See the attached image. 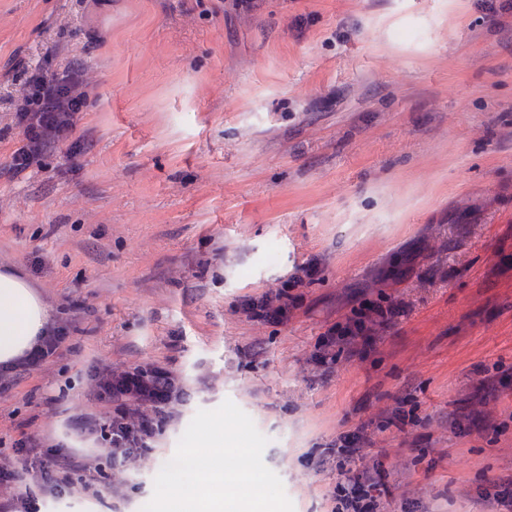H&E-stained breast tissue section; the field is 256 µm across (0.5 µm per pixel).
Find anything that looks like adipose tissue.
I'll return each instance as SVG.
<instances>
[{
    "label": "adipose tissue",
    "mask_w": 512,
    "mask_h": 512,
    "mask_svg": "<svg viewBox=\"0 0 512 512\" xmlns=\"http://www.w3.org/2000/svg\"><path fill=\"white\" fill-rule=\"evenodd\" d=\"M52 324L49 309L27 276L0 271V368L11 369L33 350Z\"/></svg>",
    "instance_id": "adipose-tissue-1"
}]
</instances>
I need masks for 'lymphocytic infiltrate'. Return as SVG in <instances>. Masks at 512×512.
<instances>
[{
	"label": "lymphocytic infiltrate",
	"instance_id": "1",
	"mask_svg": "<svg viewBox=\"0 0 512 512\" xmlns=\"http://www.w3.org/2000/svg\"><path fill=\"white\" fill-rule=\"evenodd\" d=\"M89 97L80 67L72 66L57 76L32 72L20 97L12 100L13 119L23 134V144L12 157L15 173L24 172L32 160L74 136L84 104ZM99 395L115 402L111 422L77 418L70 420L68 432L82 437L100 436L111 448L109 465L123 471L135 461L141 449L150 447L163 422L161 415L168 404L171 391L165 386L145 387L136 377H129L125 389L99 387ZM141 396L150 413L136 422H128L123 402L125 394ZM359 432L340 439L337 449L342 462L338 466L336 483V512H383L389 493L386 473L381 463L362 464ZM35 454L19 459H0V487L12 489L9 499L0 501V512H34L38 495H63L74 486L72 472L81 468L73 456L43 459L41 449H56L60 440L45 436L32 440ZM463 496H477L485 512H512V474L485 480L477 487H463Z\"/></svg>",
	"mask_w": 512,
	"mask_h": 512
}]
</instances>
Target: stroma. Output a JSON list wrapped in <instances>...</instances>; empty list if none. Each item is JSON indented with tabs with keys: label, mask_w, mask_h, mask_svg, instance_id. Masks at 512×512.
<instances>
[{
	"label": "stroma",
	"mask_w": 512,
	"mask_h": 512,
	"mask_svg": "<svg viewBox=\"0 0 512 512\" xmlns=\"http://www.w3.org/2000/svg\"><path fill=\"white\" fill-rule=\"evenodd\" d=\"M72 64L81 149L14 173L9 98ZM3 267L67 336L0 389V459L52 433L98 471L39 512H141L227 399L294 512H332L356 429L388 512H480L463 486L512 472V31L480 0H0ZM152 367L169 418L114 472L65 423L111 417L96 375Z\"/></svg>",
	"instance_id": "stroma-1"
}]
</instances>
